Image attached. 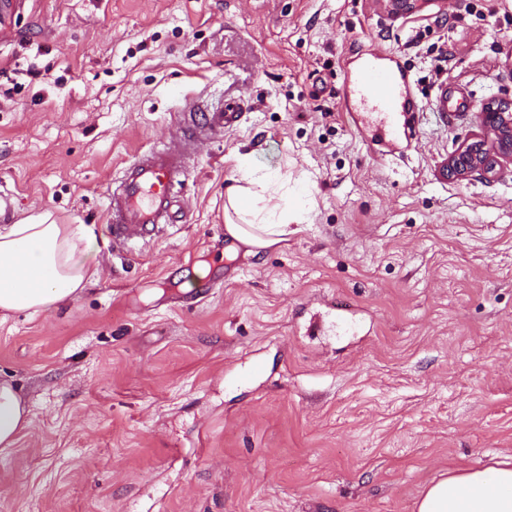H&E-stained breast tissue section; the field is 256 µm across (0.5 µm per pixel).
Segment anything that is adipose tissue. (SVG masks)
I'll return each instance as SVG.
<instances>
[{"label":"adipose tissue","mask_w":512,"mask_h":512,"mask_svg":"<svg viewBox=\"0 0 512 512\" xmlns=\"http://www.w3.org/2000/svg\"><path fill=\"white\" fill-rule=\"evenodd\" d=\"M224 231L251 255L280 243L288 232L287 194L273 190L265 175L229 188ZM90 241L85 225L46 218L0 228V313L50 312L76 299L96 275L84 257ZM28 423L19 389L0 379V452ZM416 512H512V467L449 471L424 487Z\"/></svg>","instance_id":"adipose-tissue-1"}]
</instances>
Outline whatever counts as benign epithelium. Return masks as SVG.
Masks as SVG:
<instances>
[{"mask_svg":"<svg viewBox=\"0 0 512 512\" xmlns=\"http://www.w3.org/2000/svg\"><path fill=\"white\" fill-rule=\"evenodd\" d=\"M395 12H414L424 0H381ZM480 127L486 135L461 144L448 156V178L467 180L474 175H487L495 168V159L512 161V99L497 98L484 102L478 112Z\"/></svg>","mask_w":512,"mask_h":512,"instance_id":"1","label":"benign epithelium"}]
</instances>
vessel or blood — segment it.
Here are the masks:
<instances>
[{
	"mask_svg": "<svg viewBox=\"0 0 512 512\" xmlns=\"http://www.w3.org/2000/svg\"><path fill=\"white\" fill-rule=\"evenodd\" d=\"M340 99L342 108L353 111L358 122L363 115L354 112L355 103H373L388 121L378 135L391 141L396 138L392 120L411 112L415 106L406 73L372 55L361 57L355 67L345 69ZM242 119L241 104L231 102L205 113L195 132L220 135L235 129ZM190 140V135H182L125 165L107 207V237L117 247L119 258H126L131 242L153 238L161 229L181 222L179 190L187 175L185 145Z\"/></svg>",
	"mask_w": 512,
	"mask_h": 512,
	"instance_id": "b4317fda",
	"label": "vessel or blood"
}]
</instances>
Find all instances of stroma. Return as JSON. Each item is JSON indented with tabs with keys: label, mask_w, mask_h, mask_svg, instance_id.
<instances>
[{
	"label": "stroma",
	"mask_w": 512,
	"mask_h": 512,
	"mask_svg": "<svg viewBox=\"0 0 512 512\" xmlns=\"http://www.w3.org/2000/svg\"><path fill=\"white\" fill-rule=\"evenodd\" d=\"M356 47L412 85L386 153L340 108ZM443 91L465 111L442 115ZM493 98L512 99V0H14L0 184L15 219L86 225L98 279L0 318V377L30 410L0 512H416L448 470L512 462V170L439 174ZM231 101L186 223L115 258L124 163ZM239 153L304 209L255 256L224 234ZM204 263L220 288L180 305Z\"/></svg>",
	"instance_id": "stroma-1"
}]
</instances>
